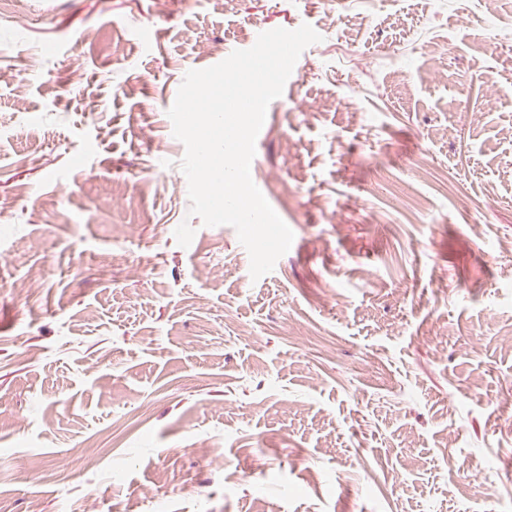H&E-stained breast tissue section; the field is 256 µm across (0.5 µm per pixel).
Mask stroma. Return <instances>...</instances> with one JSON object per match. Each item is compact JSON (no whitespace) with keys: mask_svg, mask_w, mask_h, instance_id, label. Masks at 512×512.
<instances>
[{"mask_svg":"<svg viewBox=\"0 0 512 512\" xmlns=\"http://www.w3.org/2000/svg\"><path fill=\"white\" fill-rule=\"evenodd\" d=\"M305 23L255 281L167 111ZM509 240L512 0H0V512H512Z\"/></svg>","mask_w":512,"mask_h":512,"instance_id":"1","label":"stroma"}]
</instances>
